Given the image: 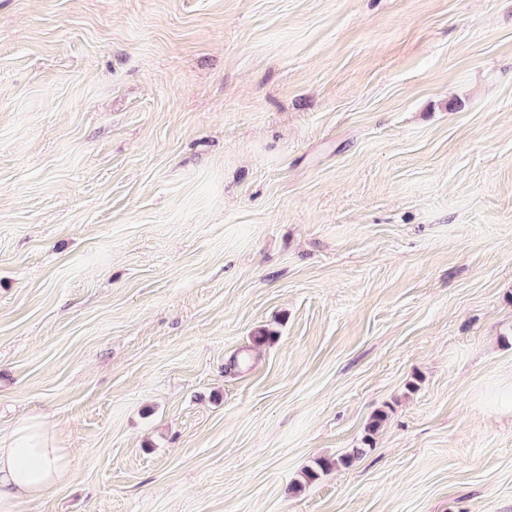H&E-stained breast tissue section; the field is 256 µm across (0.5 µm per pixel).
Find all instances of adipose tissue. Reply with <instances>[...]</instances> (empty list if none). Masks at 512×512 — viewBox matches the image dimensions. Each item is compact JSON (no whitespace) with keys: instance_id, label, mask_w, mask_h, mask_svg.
Here are the masks:
<instances>
[{"instance_id":"adipose-tissue-1","label":"adipose tissue","mask_w":512,"mask_h":512,"mask_svg":"<svg viewBox=\"0 0 512 512\" xmlns=\"http://www.w3.org/2000/svg\"><path fill=\"white\" fill-rule=\"evenodd\" d=\"M67 449L41 423L16 425L0 439V512H18L22 503L43 497L64 477Z\"/></svg>"}]
</instances>
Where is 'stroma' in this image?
Wrapping results in <instances>:
<instances>
[{
    "instance_id": "stroma-1",
    "label": "stroma",
    "mask_w": 512,
    "mask_h": 512,
    "mask_svg": "<svg viewBox=\"0 0 512 512\" xmlns=\"http://www.w3.org/2000/svg\"><path fill=\"white\" fill-rule=\"evenodd\" d=\"M509 384L512 0H0L23 512H512ZM69 464L66 448L36 421L22 422L7 439H0V511L19 512L27 500L43 497L64 477Z\"/></svg>"
}]
</instances>
